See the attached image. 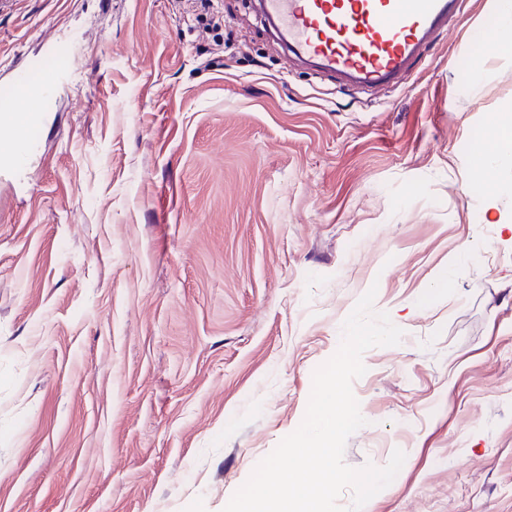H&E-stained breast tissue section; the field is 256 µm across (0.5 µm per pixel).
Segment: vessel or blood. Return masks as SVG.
Masks as SVG:
<instances>
[{"instance_id":"1","label":"vessel or blood","mask_w":512,"mask_h":512,"mask_svg":"<svg viewBox=\"0 0 512 512\" xmlns=\"http://www.w3.org/2000/svg\"><path fill=\"white\" fill-rule=\"evenodd\" d=\"M292 59L370 88L403 83L423 48L460 21L464 0H262ZM65 61L40 79L16 72L0 86V167L25 162Z\"/></svg>"}]
</instances>
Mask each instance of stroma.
Wrapping results in <instances>:
<instances>
[{
	"label": "stroma",
	"mask_w": 512,
	"mask_h": 512,
	"mask_svg": "<svg viewBox=\"0 0 512 512\" xmlns=\"http://www.w3.org/2000/svg\"><path fill=\"white\" fill-rule=\"evenodd\" d=\"M490 20L466 0L373 90L289 63L258 0H0V84L67 61L0 176V512H223L372 287L403 337L362 356L344 461L406 458L371 512H512Z\"/></svg>",
	"instance_id": "1"
}]
</instances>
